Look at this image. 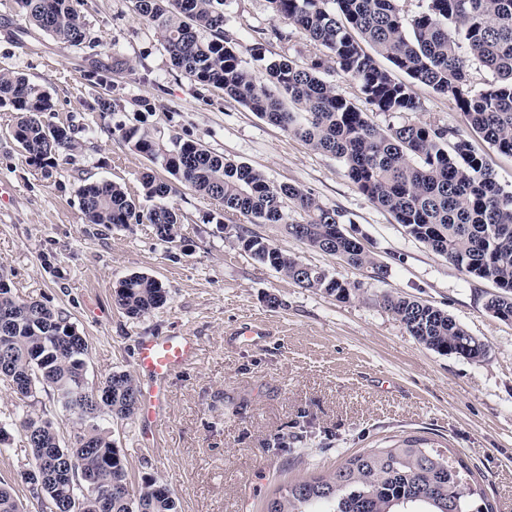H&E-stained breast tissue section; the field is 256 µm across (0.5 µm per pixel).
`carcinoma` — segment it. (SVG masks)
Segmentation results:
<instances>
[{"instance_id": "1", "label": "carcinoma", "mask_w": 512, "mask_h": 512, "mask_svg": "<svg viewBox=\"0 0 512 512\" xmlns=\"http://www.w3.org/2000/svg\"><path fill=\"white\" fill-rule=\"evenodd\" d=\"M30 24L73 47L94 48L80 15L81 0H18ZM273 16L294 25L323 48L299 65L283 57L269 61L262 47L250 49L262 74L241 57L226 30L229 0H132L135 13L154 24L174 68L204 87L217 88L258 117L300 139L311 149L341 160L346 175L375 207L393 216L414 240L445 257L460 273L494 285L485 302L494 316L512 319V191L502 188L469 137L450 127L413 123L420 108L412 84L453 99L469 128L491 148L512 156V0H426L407 21L395 0H268ZM383 57L409 82L398 81L377 63ZM494 75L485 90H472L469 62ZM91 77L105 87L95 109L109 112V91L125 72L114 61ZM341 72L358 83L369 111L337 93L324 79ZM0 108L16 113L11 134L30 165L49 174L58 158L76 151L74 129L51 121L49 93L19 74L0 73ZM398 119L382 128L368 112ZM113 135L150 162L161 165L196 194L220 202L224 214L251 224H272L287 236L347 265L372 270L385 281L388 266L375 261L345 224L346 215L323 206L309 191L276 185L249 165L211 152L179 136L165 144L147 127H114ZM142 198L118 183L95 180L78 189L88 224L128 228L150 224L159 240L180 237L181 215L163 203L176 187L147 173ZM291 201L302 220L289 219ZM236 243L298 287L345 301L360 286L306 264L266 238L241 228ZM168 292L161 282L132 274L115 290L114 300L130 318L161 307ZM381 304L419 344L470 361L487 356V346L447 311L399 294L385 293ZM0 380L17 378L19 403L0 417V447L12 432L23 433L31 451L21 483L49 512L79 504V512H177L174 493L152 476L134 486L109 421L136 413L140 390L133 376L115 370L89 388L88 344L62 311L14 293L0 276ZM72 423L70 443L62 440L47 408L35 409L41 394ZM474 490L428 440L408 437L347 457L329 476L289 484L271 497L265 512H493L474 505ZM0 512H22L13 488L0 482Z\"/></svg>"}]
</instances>
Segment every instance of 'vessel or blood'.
<instances>
[{"instance_id": "obj_1", "label": "vessel or blood", "mask_w": 512, "mask_h": 512, "mask_svg": "<svg viewBox=\"0 0 512 512\" xmlns=\"http://www.w3.org/2000/svg\"><path fill=\"white\" fill-rule=\"evenodd\" d=\"M198 350L194 337L171 334L141 339L137 345L136 367L149 380L140 399L141 437L149 439L158 427L169 400L172 376L192 360Z\"/></svg>"}]
</instances>
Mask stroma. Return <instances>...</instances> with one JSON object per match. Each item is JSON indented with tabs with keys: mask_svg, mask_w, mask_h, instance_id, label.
<instances>
[{
	"mask_svg": "<svg viewBox=\"0 0 512 512\" xmlns=\"http://www.w3.org/2000/svg\"><path fill=\"white\" fill-rule=\"evenodd\" d=\"M82 20L102 43L104 63L130 68L112 111L96 112L97 87L87 80L92 51L70 47L35 30L17 0H0V72H19L46 90L52 120L72 126L80 148L59 159L51 177L29 165L11 135L14 115L0 109V274L15 293L69 315L89 345L90 383L112 371L135 372L141 338L172 333L196 337V356L173 378L158 434L140 443V420L112 425L132 483L152 476L167 484L179 512H264L288 482L327 475L354 453L382 439L423 436L473 471L497 512H512V321L488 312L492 284L469 278L408 236L351 183L343 163L228 98L176 71L151 23L131 0H84ZM228 29L249 58L251 46L267 59L303 63L316 46L293 25L274 19L267 0H231ZM415 122L466 129L454 102L414 85ZM151 109L138 111L137 100ZM151 127L161 139L180 136L261 170L275 183L310 191L322 205L354 223L357 236L389 276L285 237L269 224L251 226L274 245L338 277L359 284L346 301L299 288L234 243L235 216L219 225L216 201L179 187L167 203L182 216V240L160 241L152 225L89 224L77 189L83 179H108L132 197L141 179L166 171L132 150L112 129ZM134 273L158 279L167 302L139 319L124 315L113 291ZM416 298L463 324L489 350L481 362L427 349L381 305L383 293ZM278 305H270V297ZM266 330L257 345L236 344L242 324ZM307 436L295 452L274 441ZM31 457L22 434L0 451V481L14 485L25 512H39L17 473Z\"/></svg>",
	"mask_w": 512,
	"mask_h": 512,
	"instance_id": "obj_1",
	"label": "stroma"
}]
</instances>
